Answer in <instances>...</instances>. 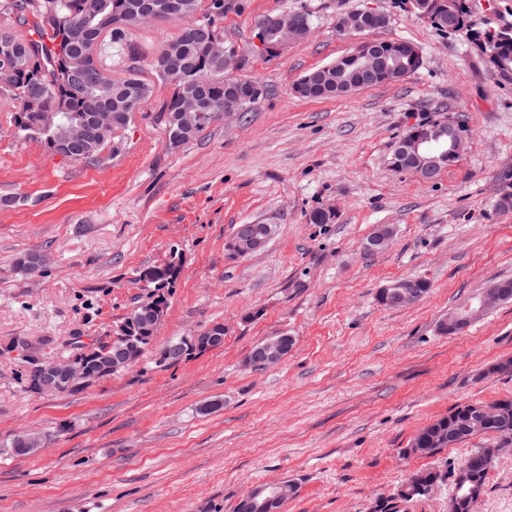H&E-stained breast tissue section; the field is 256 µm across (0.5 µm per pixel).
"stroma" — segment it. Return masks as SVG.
Masks as SVG:
<instances>
[{"mask_svg":"<svg viewBox=\"0 0 512 512\" xmlns=\"http://www.w3.org/2000/svg\"><path fill=\"white\" fill-rule=\"evenodd\" d=\"M373 8L378 40L418 46L422 65L396 84L308 100L293 91L310 69L346 55L342 11ZM308 13L311 33L269 53L256 22ZM224 43L263 97L168 149L156 89L98 163L15 138L0 112V442L24 431L43 444L0 454V512H233L251 487L290 480L286 512H372L416 472L497 447L487 434L432 457L408 454L415 433L459 404L512 397V303L455 336L437 324L490 281L512 278V81L461 39L439 34L403 0H245L224 14ZM163 20L131 31L149 66L177 34ZM460 121V159L432 182L396 171L395 142L418 122ZM316 210L326 224L309 223ZM240 224H272L267 247L243 259L224 244ZM389 248L368 255L377 225ZM42 272L16 270L27 251ZM181 270L166 319L139 362L81 392L27 391L29 366L12 340L66 357L75 336L110 339L148 289L141 272L171 252ZM417 276L420 302L388 309L382 286ZM222 348L161 369L169 341L214 323ZM288 334L287 358L248 366L262 339ZM211 414L200 408L209 401ZM474 512H512V451L496 455Z\"/></svg>","mask_w":512,"mask_h":512,"instance_id":"obj_1","label":"stroma"}]
</instances>
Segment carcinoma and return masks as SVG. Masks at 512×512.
<instances>
[{
  "mask_svg": "<svg viewBox=\"0 0 512 512\" xmlns=\"http://www.w3.org/2000/svg\"><path fill=\"white\" fill-rule=\"evenodd\" d=\"M154 5L164 10L163 19L180 23L179 32L164 41L151 61L155 81L141 76L140 60L127 40L128 33L139 26L142 9ZM229 0H0V101L19 103L12 113L10 126L14 137L39 139L53 155L73 161L100 160L115 133L125 130L134 112L132 100L148 102L155 82L170 86L162 101L160 118L165 126L166 144L178 149L192 140L218 118L224 110V98L233 95L244 111H249L264 94L263 85L254 78L224 75V57L208 50L210 27L217 37H224V11ZM416 13H423L435 30L458 34L480 51L497 73L512 75V25L498 27L500 34L491 41L490 28L477 25L471 18L467 0H416ZM110 29V42L99 40V33ZM116 50L125 63V75L115 78L104 64L107 48ZM378 51L389 67L382 69L373 85L396 83L414 74L421 66L418 47L409 41H379ZM73 54L86 58V77L75 76L68 64ZM207 73L200 112L187 124L182 120V100L198 94L195 84L198 71ZM365 88L360 57L355 51L328 65L313 69L294 85V92L306 99L328 100L351 95ZM100 110L111 113L112 131L103 134L96 123ZM75 129L84 131L81 144L71 143ZM43 254L30 250L16 260L17 270L26 274L39 268ZM156 278L147 283L153 289L150 300L137 304L125 317L138 336L131 354L143 355L152 338L143 336L141 328L150 322L157 308L167 309L164 289L176 279L172 272L154 266ZM122 346V339L86 344L72 342L93 380L114 374L112 348ZM491 406L496 413L482 412V403L458 405L418 430L407 453L432 456L450 445L495 433L512 435V398L499 399ZM40 440L25 434L13 436L6 444L14 456H26L37 450ZM487 449L482 448L448 472L426 469L414 474L402 485L398 498L411 501L425 496L421 488L440 486L453 481L454 493L449 512H473L475 503L485 492L489 468Z\"/></svg>",
  "mask_w": 512,
  "mask_h": 512,
  "instance_id": "1",
  "label": "carcinoma"
}]
</instances>
